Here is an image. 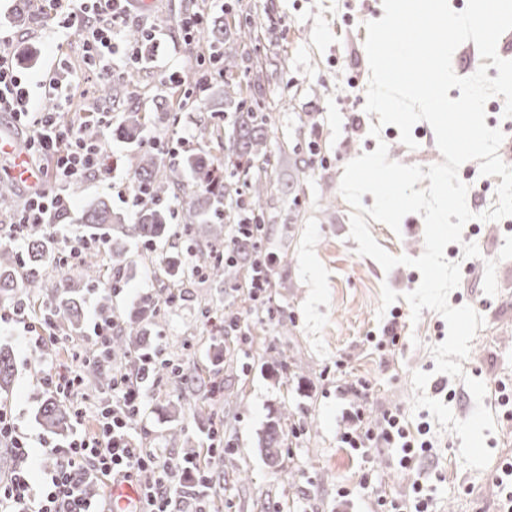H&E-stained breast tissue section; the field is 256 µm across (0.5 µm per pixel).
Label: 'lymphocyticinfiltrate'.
<instances>
[{
    "instance_id": "obj_1",
    "label": "lymphocytic infiltrate",
    "mask_w": 512,
    "mask_h": 512,
    "mask_svg": "<svg viewBox=\"0 0 512 512\" xmlns=\"http://www.w3.org/2000/svg\"><path fill=\"white\" fill-rule=\"evenodd\" d=\"M129 9V0H50V10L61 18L63 28L82 36L85 61L104 82L112 79V59L119 51L114 28ZM13 39L10 30L0 28V112L29 130L26 154L31 167L40 168L45 157L53 160L48 183L28 188L12 221V238L20 245L27 227L51 223L53 217L70 212L71 184L109 180L112 164L104 140L86 139L81 124L60 125L53 113L33 101L29 82L8 52ZM354 405L355 426L341 435L342 443L366 451L389 448L398 468L418 467L431 444L410 434L402 411L384 412L373 428L363 421V398H356ZM141 407L139 389L126 372H117L112 377V408L99 411L97 433L63 443L44 439L36 449L28 446L11 412L0 409V443L12 449L15 460L10 475L0 480V512H122L115 503L92 501L85 488L91 482H131L141 474L148 480L139 488L134 512H205L210 467L188 457L174 470L160 464L151 449L138 447L130 429ZM42 453L55 457L56 466L36 481L32 473Z\"/></svg>"
}]
</instances>
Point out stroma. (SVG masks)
I'll list each match as a JSON object with an SVG mask.
<instances>
[{
  "instance_id": "35a3bbf8",
  "label": "stroma",
  "mask_w": 512,
  "mask_h": 512,
  "mask_svg": "<svg viewBox=\"0 0 512 512\" xmlns=\"http://www.w3.org/2000/svg\"><path fill=\"white\" fill-rule=\"evenodd\" d=\"M19 0H0V24L15 34L13 51L21 73L33 79L36 72L52 70L73 85L70 105L61 115L80 119L106 109L112 127L106 135L112 156V181L90 180L74 185V208L67 223H77L95 198L110 200L114 210L132 218L131 203L117 194L119 185L132 182L137 156L156 138L168 144L165 164L178 162L173 152L180 136L190 133V144L216 159L224 157L222 138L201 139L200 128L209 123L210 111L196 105L180 106L172 97V77H185L190 59L208 52L203 36L185 43L173 24L177 17L201 12L208 17L256 21L251 37L231 36L225 48L238 68L247 73L263 71V96L273 117L268 136L275 160L271 173L272 194L268 207L275 215L264 243L276 262L270 286L258 295L246 288H229L206 282L193 273L195 260L179 256L177 235L158 242L151 254L129 243L132 274L127 288L112 297V313L128 319L139 298L159 294L161 269L172 257L184 267V297L168 308L161 325L149 340L164 354L182 359L194 370L208 365L207 328L199 302L209 299L214 307L232 305L239 313L242 332L226 337L232 368L222 374L227 398L219 412L223 450L212 468L208 502L220 512H365L372 486L385 488L396 498L407 495L413 473L394 466L384 448L369 453L344 447L340 433L349 426L353 389L366 383V421L377 426L388 410L405 413L410 427L430 424L433 449L422 472L436 473L433 512H500L502 497L495 483L494 464L512 459V417H506L493 394L498 385L512 388V216L498 221H470L462 243L449 244L445 256L459 263L461 280L448 298L451 306L468 305L484 319L468 357L462 362L464 378L436 372L432 346L447 336L444 318L423 311L412 321L405 293L420 283V272L399 265L386 271L375 260L359 255L350 237L352 209L340 193L345 165L388 146L390 160L427 167L442 162L432 127L424 121L412 129L416 148L406 147L396 126H381L380 137L370 128L379 117L365 110L370 79L364 42L365 25L376 20L380 0H153L150 11L132 4L127 27L141 26L143 19L157 23L161 31L148 45V63L130 70L117 64L113 96L98 92L100 80L84 62L83 39L69 35L49 42L47 29L34 18L16 21ZM156 113L160 119L141 140L131 143L121 134L128 110ZM458 176L476 201V212L488 210L498 197L501 179L480 173L477 161L461 165ZM376 241L390 254L411 258L425 247V225L420 214L406 215L399 231L370 222ZM476 243L480 255H463V242ZM398 295L390 312L379 313L381 288ZM402 314L401 336L394 352L377 346L390 327L393 311ZM94 299H87L80 332L67 340L45 338L43 359L59 369L84 375L79 353L92 352L97 339L92 333ZM16 376L0 405L11 409L21 432L34 437L43 429L36 420L44 393L20 347L12 349ZM280 361L286 371L270 374L269 363ZM429 373L425 393L447 404L457 419L468 418L475 401L465 377L482 380L485 406L495 416V429L485 445L493 463L483 470L465 467L459 459L461 440L441 429L429 410H414L412 374ZM144 403L132 424L136 443L156 449L163 463L177 467L183 459L207 448L206 414L198 413L206 391L189 395L173 380L143 392ZM282 416L283 457L278 467H268L256 451L257 436L270 413Z\"/></svg>"
}]
</instances>
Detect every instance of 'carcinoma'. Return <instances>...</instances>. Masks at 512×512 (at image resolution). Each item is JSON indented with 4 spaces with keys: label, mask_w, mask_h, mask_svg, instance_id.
Listing matches in <instances>:
<instances>
[{
    "label": "carcinoma",
    "mask_w": 512,
    "mask_h": 512,
    "mask_svg": "<svg viewBox=\"0 0 512 512\" xmlns=\"http://www.w3.org/2000/svg\"><path fill=\"white\" fill-rule=\"evenodd\" d=\"M235 67L234 58L226 56L220 91L224 97L223 112L231 119V131L224 162L235 174H243V185L250 189L249 198L240 199L238 181L231 177L217 182L212 180L215 164L200 154L186 152L178 163L165 166L160 152H143L138 157L135 170V181L141 183L143 189L136 201L134 222L126 223L125 218L112 212V206L101 198L89 203L82 216L83 230L78 238H99L107 252L106 262L115 273L105 281L101 266L84 259L80 263L81 273L77 282L62 293L46 295L42 317L58 318V328L72 332L79 326L82 302L91 293L98 297V310L112 314V281L125 279L129 267L126 241L135 239L148 251L156 241L167 238L174 214L167 207L166 200L171 188L181 187L188 180L194 183L196 190L183 217L180 251L197 259L207 279L221 278L224 269L237 263L263 273L261 244L266 234L262 231L249 236L241 234L229 245H224V220L228 209H239L235 213L239 221L249 219L261 226L271 223L263 195L271 185L267 169L272 155L267 129L272 117L260 101H249L243 97L241 84L233 78ZM142 127V117L131 112L125 119L123 134L135 141ZM59 242L54 224L30 228L21 250L14 246L10 236H5V241L0 244V296L14 305L29 304L28 289L38 287L48 269L56 267L61 272L65 271V267L58 264ZM226 247L231 257L229 262L221 257ZM181 299L182 295L171 292L162 300L151 295L142 297L130 317V323L118 325L115 335L86 358L89 373L95 377L107 374L132 358L135 383L140 386H153L165 377H177L187 385L199 384L200 377L185 372L181 363L171 357L154 352L151 361H144L142 355L148 353L146 344L130 340L131 336L141 337L150 328L158 326L164 319V309ZM14 375L12 353L1 347L0 390L5 391L11 386ZM73 419L70 407L53 397L44 399L38 411L39 424L54 435H62L69 430ZM258 451L267 465L279 464L283 453L280 418L268 417L258 440Z\"/></svg>",
    "instance_id": "carcinoma-1"
}]
</instances>
